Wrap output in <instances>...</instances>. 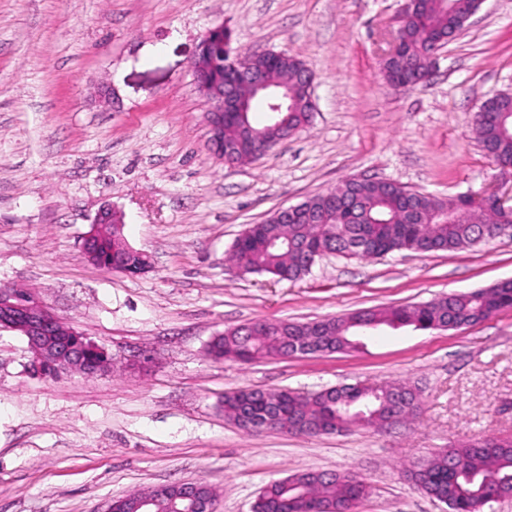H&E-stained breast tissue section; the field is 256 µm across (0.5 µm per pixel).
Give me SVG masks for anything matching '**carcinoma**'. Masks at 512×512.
Masks as SVG:
<instances>
[{
    "mask_svg": "<svg viewBox=\"0 0 512 512\" xmlns=\"http://www.w3.org/2000/svg\"><path fill=\"white\" fill-rule=\"evenodd\" d=\"M476 0H419L413 14L397 28V57L382 62L383 81L407 68L426 71L433 43L440 35L461 31ZM227 29L213 35L212 61L207 76H224L230 42ZM303 60L287 55L270 65L276 79L293 76ZM474 127L484 153L494 162H512V94L502 92L483 112L476 113ZM257 132L267 148L286 136L274 122L257 124L249 115L224 113V144L238 143ZM408 200L382 180L357 182L350 178L335 189L302 203L317 217L311 223L300 218L279 224L270 217L251 224L233 245L231 258L246 273L267 274L278 280H296L309 273L328 249L343 258H378L390 253H429L464 249L494 239L512 229V213L488 200L475 203L470 193L442 198L413 193ZM512 309V282L467 293H450L422 305H406L385 311H359L321 321H253L213 338L207 353L214 359L248 363L269 356H283L290 346L308 344L321 353L343 351L355 345L353 322L412 326L435 330L441 324L459 329ZM402 392L407 404L401 414L420 407L411 388H366L343 385L317 392H265L237 390L224 395V416L252 431L268 422L275 430L304 435L342 433L353 426L371 427L392 414V396ZM427 495L448 498L449 512H481L488 503L483 481L487 478L512 483V445L489 436L436 453L424 469L410 473ZM368 493L367 483L351 474L307 471L270 482L255 512H325L332 506L357 503Z\"/></svg>",
    "mask_w": 512,
    "mask_h": 512,
    "instance_id": "obj_1",
    "label": "carcinoma"
}]
</instances>
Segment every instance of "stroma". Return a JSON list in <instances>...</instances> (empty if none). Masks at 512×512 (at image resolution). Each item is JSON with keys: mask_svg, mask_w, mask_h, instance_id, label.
Segmentation results:
<instances>
[{"mask_svg": "<svg viewBox=\"0 0 512 512\" xmlns=\"http://www.w3.org/2000/svg\"><path fill=\"white\" fill-rule=\"evenodd\" d=\"M404 0H0V286L34 293L103 347L109 372L52 379L27 340L0 331V512H106L112 499L200 480L215 512H253L271 481L354 473L355 512H448L408 478L443 448L512 438V309L458 330L380 326L356 347L249 364L208 356L256 320L386 310L512 279V236L460 251L317 259L295 281L229 260L251 224L375 178L452 198L500 184L472 124L512 90V0H483L429 82L388 88L379 66ZM233 53L301 58L310 126L227 165L207 147L192 62L210 28ZM149 272L81 255L98 209ZM406 383L421 411L344 434L247 432L224 416L237 389L315 392Z\"/></svg>", "mask_w": 512, "mask_h": 512, "instance_id": "1", "label": "stroma"}]
</instances>
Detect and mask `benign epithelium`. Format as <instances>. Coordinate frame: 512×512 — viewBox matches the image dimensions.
<instances>
[{
  "mask_svg": "<svg viewBox=\"0 0 512 512\" xmlns=\"http://www.w3.org/2000/svg\"><path fill=\"white\" fill-rule=\"evenodd\" d=\"M215 29H210L202 39L193 71L199 91L209 104L207 123L209 128L208 146L219 160L224 159V113L246 112L249 101L254 98L264 101L270 115L279 112H292L297 100L288 92V85L268 78L264 73L252 68L250 58L234 60L230 66L231 75L225 78V88L213 91L200 78V62L210 46ZM491 198L504 211L512 210V190L504 193L501 187L492 186L483 193L474 196L480 202ZM122 223V213L110 205L102 207L96 214L94 223L82 238L81 254L93 265L98 264L97 238L104 229ZM11 329L25 336L33 361L37 368L56 376L64 371H91L106 368L88 356L93 350L103 351L94 342L73 327L60 323L34 294L23 300L18 290L0 287V329ZM164 505L169 512H213V499L207 485L202 482H185L178 486L177 492L168 488H159L137 501L138 512H157Z\"/></svg>",
  "mask_w": 512,
  "mask_h": 512,
  "instance_id": "benign-epithelium-1",
  "label": "benign epithelium"
}]
</instances>
